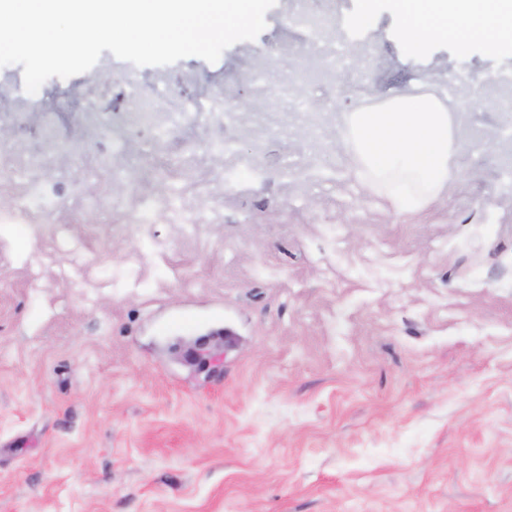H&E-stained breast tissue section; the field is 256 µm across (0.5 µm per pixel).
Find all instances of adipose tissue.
<instances>
[{
    "label": "adipose tissue",
    "instance_id": "1",
    "mask_svg": "<svg viewBox=\"0 0 512 512\" xmlns=\"http://www.w3.org/2000/svg\"><path fill=\"white\" fill-rule=\"evenodd\" d=\"M383 8L399 17L409 53L448 37L464 49L512 52V0H361L355 26ZM461 109L447 91L415 79L347 113L345 147L360 170L385 184L399 209L416 211L448 188L449 158L459 149L451 116Z\"/></svg>",
    "mask_w": 512,
    "mask_h": 512
}]
</instances>
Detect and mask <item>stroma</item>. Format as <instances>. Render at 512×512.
Returning a JSON list of instances; mask_svg holds the SVG:
<instances>
[{
    "mask_svg": "<svg viewBox=\"0 0 512 512\" xmlns=\"http://www.w3.org/2000/svg\"><path fill=\"white\" fill-rule=\"evenodd\" d=\"M359 10L33 95L0 67V512H512V53H408L385 10L345 38ZM459 71L448 190L398 212L345 114Z\"/></svg>",
    "mask_w": 512,
    "mask_h": 512,
    "instance_id": "obj_1",
    "label": "stroma"
}]
</instances>
